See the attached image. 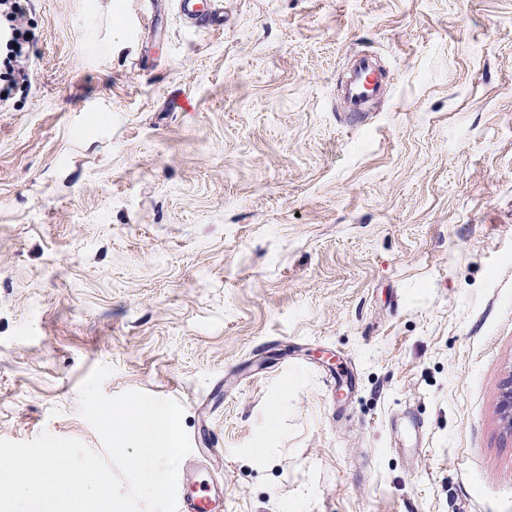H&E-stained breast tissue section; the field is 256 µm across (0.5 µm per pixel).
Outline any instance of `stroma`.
I'll use <instances>...</instances> for the list:
<instances>
[{
    "label": "stroma",
    "instance_id": "35a3bbf8",
    "mask_svg": "<svg viewBox=\"0 0 512 512\" xmlns=\"http://www.w3.org/2000/svg\"><path fill=\"white\" fill-rule=\"evenodd\" d=\"M29 0L0 438L177 401L224 512H512V0ZM390 72L362 117L336 86ZM217 0H176L174 5L183 20L212 28L224 27V15Z\"/></svg>",
    "mask_w": 512,
    "mask_h": 512
}]
</instances>
